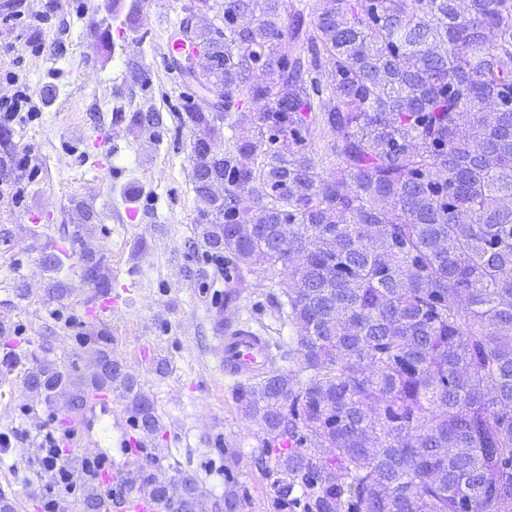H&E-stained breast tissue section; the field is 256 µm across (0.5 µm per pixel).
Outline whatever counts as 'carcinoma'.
<instances>
[{
  "label": "carcinoma",
  "mask_w": 512,
  "mask_h": 512,
  "mask_svg": "<svg viewBox=\"0 0 512 512\" xmlns=\"http://www.w3.org/2000/svg\"><path fill=\"white\" fill-rule=\"evenodd\" d=\"M189 0L172 39L200 97L195 248L288 279L272 368L236 401L264 433L252 452L269 512H512V0ZM469 123H463L465 115ZM222 122L233 135L209 146ZM324 142L336 169L318 171ZM237 224L262 230L234 235ZM83 280L112 288L105 257ZM90 383L131 395L134 426L160 420L136 378L89 337ZM32 356L10 348L11 371ZM46 403L84 390L46 358L25 374ZM137 492L204 512L196 479L175 492L139 466ZM228 484L215 512H244Z\"/></svg>",
  "instance_id": "obj_1"
}]
</instances>
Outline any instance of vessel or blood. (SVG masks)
<instances>
[{"label": "vessel or blood", "mask_w": 512, "mask_h": 512, "mask_svg": "<svg viewBox=\"0 0 512 512\" xmlns=\"http://www.w3.org/2000/svg\"><path fill=\"white\" fill-rule=\"evenodd\" d=\"M270 358V348L265 339L247 326L229 329L217 354L220 369L236 378H249L265 372ZM117 446L127 463L105 473L106 480L112 484L115 512H163L160 502L142 495L131 497L127 494L134 475L133 466L142 458L144 440L125 434Z\"/></svg>", "instance_id": "obj_1"}]
</instances>
